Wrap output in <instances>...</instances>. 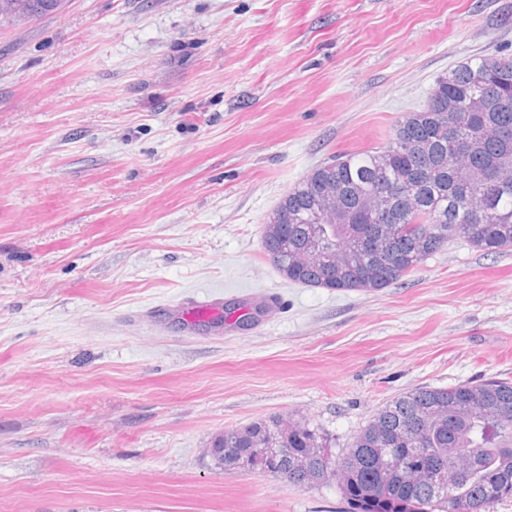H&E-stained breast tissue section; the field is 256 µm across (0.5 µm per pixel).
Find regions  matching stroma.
Instances as JSON below:
<instances>
[{"label": "stroma", "mask_w": 512, "mask_h": 512, "mask_svg": "<svg viewBox=\"0 0 512 512\" xmlns=\"http://www.w3.org/2000/svg\"><path fill=\"white\" fill-rule=\"evenodd\" d=\"M512 53V0H63L0 20V512H343L221 469L227 429L340 455L420 387L512 379V250L465 240L378 292L284 279L261 226L383 145L435 80ZM278 294L245 330L188 301Z\"/></svg>", "instance_id": "obj_1"}]
</instances>
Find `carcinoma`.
Instances as JSON below:
<instances>
[{"instance_id": "obj_1", "label": "carcinoma", "mask_w": 512, "mask_h": 512, "mask_svg": "<svg viewBox=\"0 0 512 512\" xmlns=\"http://www.w3.org/2000/svg\"><path fill=\"white\" fill-rule=\"evenodd\" d=\"M62 0H0V19L55 13ZM455 126L456 137L439 134ZM512 54L475 56L440 76L425 106L394 124L388 141L313 168L262 227L264 255L287 280L312 288L373 292L463 238L512 250ZM408 178L407 199L376 187ZM483 209L480 219L469 209ZM371 236V254L358 241ZM272 417L216 436L226 470L260 471L298 487L336 480L347 512H494L512 498V380L419 387L387 402L335 458L309 426L291 429L288 452H255L278 432Z\"/></svg>"}]
</instances>
